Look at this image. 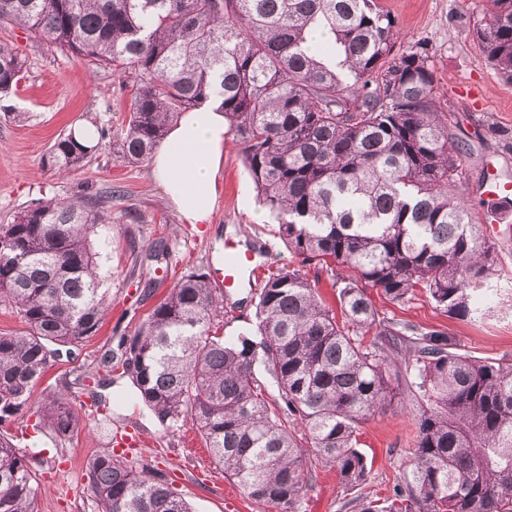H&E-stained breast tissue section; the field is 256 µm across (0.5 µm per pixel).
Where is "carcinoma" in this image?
Instances as JSON below:
<instances>
[{"instance_id": "1", "label": "carcinoma", "mask_w": 512, "mask_h": 512, "mask_svg": "<svg viewBox=\"0 0 512 512\" xmlns=\"http://www.w3.org/2000/svg\"><path fill=\"white\" fill-rule=\"evenodd\" d=\"M0 21L129 93L120 127L96 128V144L55 141L54 169L84 167L106 140L142 163L215 96L280 240L338 290L339 316L321 277L271 272L256 328L226 335L223 293L188 271L122 342L137 400L163 423L191 422L254 503L303 512L306 449L361 485L360 425L403 390L417 407L411 468L390 501L359 512H512V358L469 355L443 331L380 315L368 294L403 304L421 288L444 315L475 321L498 279L495 242L458 192L466 150L448 134L430 57L394 53L396 21L376 0H0ZM476 37L512 82V0H485ZM25 67L0 46V97ZM120 193L38 201L0 226V301L24 324L0 333V512H36L42 466L4 430L32 407L38 427L76 425L68 395L34 390L100 328L90 233ZM87 476L99 512H191L162 472L125 457L97 456Z\"/></svg>"}]
</instances>
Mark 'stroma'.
Instances as JSON below:
<instances>
[{"label": "stroma", "instance_id": "1", "mask_svg": "<svg viewBox=\"0 0 512 512\" xmlns=\"http://www.w3.org/2000/svg\"><path fill=\"white\" fill-rule=\"evenodd\" d=\"M377 2L396 21L397 50L421 46L429 52L434 93L448 117V131L469 147L461 196L478 223L495 219L512 225V211H491L481 195L491 170L512 176V83L490 66L474 34L482 0ZM0 44L27 61L17 91L0 99V225L39 200L122 189L112 200L110 223L96 225L92 235L110 309L100 331L57 359L35 389L41 397L80 374L111 377L104 396L114 407L112 425L90 421L87 396L78 388L70 397L77 424L67 435L34 428L28 415L16 418L11 430L17 448L44 460L37 478V512H98L87 465L113 452L112 433L124 428L142 434L144 443L123 449V456L163 470L193 512H260L225 475L190 423L159 421L154 412L131 401V382L122 366L107 369L102 364L105 353L120 356L121 339L134 336L183 272L199 266L217 270L215 257L223 253L225 239L270 249L267 270L300 266L257 199L239 142L230 139L224 145L220 201L207 224L192 225L181 218L162 193L150 162H121L106 147L84 167L59 175L49 162L59 135L78 124L116 123L127 94L110 74L76 60L34 31L0 23ZM160 239L169 244V256L150 257L152 244ZM497 251V293L482 321L448 318L422 290L402 305L377 294L372 300L385 316L446 331L461 351L482 358L512 357V242L498 241ZM415 412V403L404 399L361 424L362 450L372 468L358 487L345 488L328 464L306 454L312 483L304 496L305 512H357L362 499L388 497L413 461Z\"/></svg>", "mask_w": 512, "mask_h": 512}]
</instances>
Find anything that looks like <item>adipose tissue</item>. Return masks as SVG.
<instances>
[{"label": "adipose tissue", "mask_w": 512, "mask_h": 512, "mask_svg": "<svg viewBox=\"0 0 512 512\" xmlns=\"http://www.w3.org/2000/svg\"><path fill=\"white\" fill-rule=\"evenodd\" d=\"M227 130L223 110L210 102L181 114L152 154L156 181L187 223L211 221Z\"/></svg>", "instance_id": "obj_1"}]
</instances>
